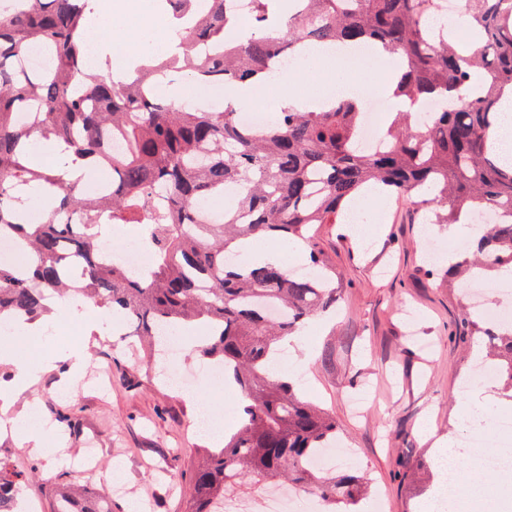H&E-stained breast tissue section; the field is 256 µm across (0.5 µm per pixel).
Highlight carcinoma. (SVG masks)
I'll return each instance as SVG.
<instances>
[{
	"mask_svg": "<svg viewBox=\"0 0 512 512\" xmlns=\"http://www.w3.org/2000/svg\"><path fill=\"white\" fill-rule=\"evenodd\" d=\"M94 0H23L0 15V237L28 257L22 268L0 263V317L38 320L48 299L78 294L136 322L151 356L164 353L157 332L199 322L210 332L201 353L224 364L243 398L236 432L224 447L198 449L185 512H223L242 475L263 490L292 478L326 504L355 505L368 495L354 471L328 474L309 456L335 438L336 422L302 400L291 380L272 372L278 342L336 305V273L314 246L309 228L334 224L373 184L416 199L432 224H455L462 213L498 209L506 216L481 231L476 252L444 271L448 286L512 274V165L493 155L501 128L498 103L512 92V0H467L461 18L481 43L463 56L448 42L439 0H288L277 23L271 6L250 0L246 20L227 0H158L171 13L184 48L161 61L144 58L122 77L89 73L85 39ZM349 41L382 44L402 62L396 96L440 110L422 124L398 112L380 146H359L362 108L341 99L328 110L276 112L261 134L241 125L230 106L222 112L183 110L154 94L156 78L185 72L186 80L239 83L275 77L277 56L297 45ZM43 46L50 71L25 64ZM54 140L85 162L112 170L110 192L86 197L81 177L66 180L24 164L30 135ZM122 139L125 152L105 155L104 138ZM31 182L56 189L60 205L42 224H21V193ZM236 187L219 223L198 224L201 201ZM130 229L152 263L141 273L111 259L112 226ZM291 241L307 250L320 277L295 276L275 264L233 265L227 258L250 240ZM468 336L487 338L491 360L512 389V325L482 327L465 315ZM34 473L0 460V512ZM54 512H112V500L83 494L71 483Z\"/></svg>",
	"mask_w": 512,
	"mask_h": 512,
	"instance_id": "cac0c4a2",
	"label": "carcinoma"
}]
</instances>
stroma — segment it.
Listing matches in <instances>:
<instances>
[{
  "instance_id": "obj_1",
  "label": "stroma",
  "mask_w": 512,
  "mask_h": 512,
  "mask_svg": "<svg viewBox=\"0 0 512 512\" xmlns=\"http://www.w3.org/2000/svg\"><path fill=\"white\" fill-rule=\"evenodd\" d=\"M112 39L124 43L140 29L135 58L153 54L173 40L172 22L158 9V0H112ZM337 72L304 66L288 72L285 83L266 84L256 102L274 109L283 87L305 93L308 86L335 87ZM425 211L410 199H392L376 206L371 221L357 234L343 223L314 225L313 241L338 276L340 298L333 312L308 320L300 347L288 350L303 368L304 396L332 415L338 436L354 450L357 464L370 482V494L381 497L383 512H413L431 488L436 460L422 434L459 438L469 418L462 403L463 378L481 351L460 336L463 317L459 288L448 287L436 271L438 256L424 252L425 232L454 248L444 224L425 226ZM60 339L40 335L29 348V365L43 355L79 354L87 370L112 373V386L98 392L80 380L79 394L68 401L59 392L60 374L43 373L35 390L38 418L52 435L64 438L68 465L56 455H36L15 439L0 438V457L18 468L38 466L39 477L21 491L38 512H53L62 485L80 479L88 492L109 484L112 464L125 471L122 490L112 496V512H185L196 449L207 439L193 424L197 405L169 381L148 380L137 363L133 338L113 334L90 343L83 326ZM366 395L363 412L353 399ZM75 413L80 427L72 432L55 419L59 410ZM95 446L100 466L77 467L81 448Z\"/></svg>"
}]
</instances>
